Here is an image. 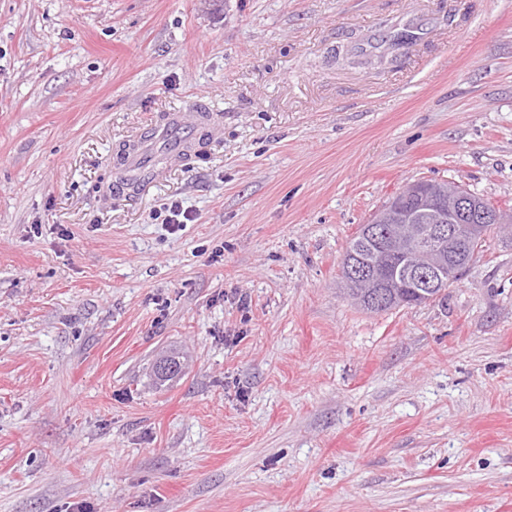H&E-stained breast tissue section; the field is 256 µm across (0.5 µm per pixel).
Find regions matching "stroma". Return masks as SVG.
<instances>
[{"instance_id":"1","label":"stroma","mask_w":512,"mask_h":512,"mask_svg":"<svg viewBox=\"0 0 512 512\" xmlns=\"http://www.w3.org/2000/svg\"><path fill=\"white\" fill-rule=\"evenodd\" d=\"M199 107L207 160L116 194ZM418 179L512 208V0H0V512H512V236L445 302L343 295ZM213 124L214 117L210 112L166 116V120L156 123L145 135L128 144L121 157L116 181L127 183L128 180L148 179L157 169L161 154L171 164L180 162L211 132ZM162 148L163 152H160ZM379 245L378 239L374 236L372 240L364 233V228L358 229L356 235L350 240L345 255L350 251L364 260H373L375 258L373 250H377Z\"/></svg>"}]
</instances>
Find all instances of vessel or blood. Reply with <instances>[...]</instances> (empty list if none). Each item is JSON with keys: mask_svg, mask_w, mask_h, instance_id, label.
Listing matches in <instances>:
<instances>
[{"mask_svg": "<svg viewBox=\"0 0 512 512\" xmlns=\"http://www.w3.org/2000/svg\"><path fill=\"white\" fill-rule=\"evenodd\" d=\"M214 123L212 114L196 111L191 115L167 116L151 127L145 135L128 144L121 157L117 181H143L153 175L158 157L172 164L191 154Z\"/></svg>", "mask_w": 512, "mask_h": 512, "instance_id": "vessel-or-blood-1", "label": "vessel or blood"}]
</instances>
